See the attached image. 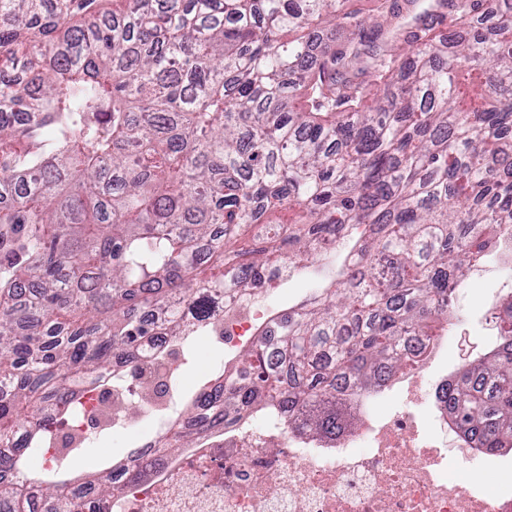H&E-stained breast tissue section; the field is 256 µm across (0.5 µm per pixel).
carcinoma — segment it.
<instances>
[{"instance_id": "1", "label": "carcinoma", "mask_w": 512, "mask_h": 512, "mask_svg": "<svg viewBox=\"0 0 512 512\" xmlns=\"http://www.w3.org/2000/svg\"><path fill=\"white\" fill-rule=\"evenodd\" d=\"M336 2L0 0V512L112 498L110 466L65 478L79 448L17 480L12 439L49 443L77 403L69 374L135 365L160 330L190 366L224 287L206 270L248 298L267 282L259 251L234 248L242 228L269 225L302 268L369 234L197 394L168 451L243 410L339 436L342 385L413 367L407 338L436 335L470 268L512 241V0H384L368 20ZM449 14L466 34L451 44ZM324 27L348 37L316 47ZM283 208L299 220L274 222ZM494 319L497 345L442 389L491 454L512 442V297Z\"/></svg>"}]
</instances>
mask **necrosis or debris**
Wrapping results in <instances>:
<instances>
[{
	"label": "necrosis or debris",
	"mask_w": 512,
	"mask_h": 512,
	"mask_svg": "<svg viewBox=\"0 0 512 512\" xmlns=\"http://www.w3.org/2000/svg\"><path fill=\"white\" fill-rule=\"evenodd\" d=\"M223 306L225 346L251 340L258 309L241 307L229 283ZM441 386L417 367L396 404L376 394L355 399L353 427L333 439L265 414L176 453L160 452L151 439L133 443L125 454L149 477L128 484L116 476L121 489L107 506L84 496L78 512H512V481L492 487L485 480L505 464L466 439L449 446ZM72 387L81 408L63 433L82 445L111 412L112 387L95 374L77 377ZM464 461L475 464V477H449Z\"/></svg>",
	"instance_id": "1"
}]
</instances>
